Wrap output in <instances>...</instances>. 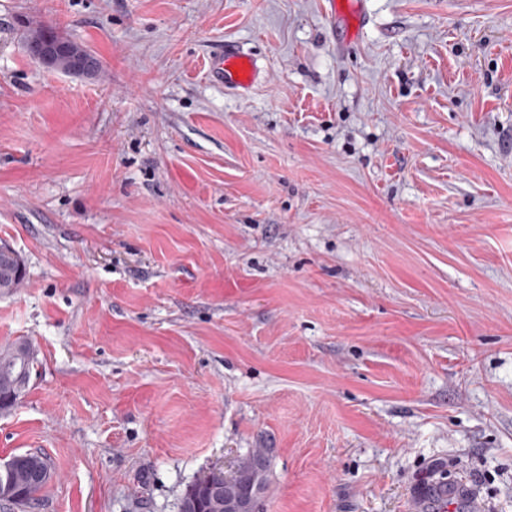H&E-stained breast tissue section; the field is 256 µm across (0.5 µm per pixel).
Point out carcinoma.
<instances>
[{"label":"carcinoma","mask_w":512,"mask_h":512,"mask_svg":"<svg viewBox=\"0 0 512 512\" xmlns=\"http://www.w3.org/2000/svg\"><path fill=\"white\" fill-rule=\"evenodd\" d=\"M60 42L66 50L60 54L51 69L69 75L80 76L83 71L74 65V59L85 57L91 67L89 74L96 75L102 70L100 60L83 45L72 41L50 26H37L29 29L25 44L34 41ZM25 269L21 256L9 260L0 254V291L10 293L21 287ZM37 364L34 350L29 343L17 342L0 352V413H9L27 390L31 376ZM270 448H254L238 463L239 470L247 475L255 472L265 474L261 481V492H266L270 482L271 471ZM19 461L9 471L0 472V501L13 507L27 509L38 501L39 493L49 484L53 477L52 465L41 452L27 451L18 454ZM40 476L37 485H32V475ZM422 494L438 503L448 499V482L434 480L421 485ZM181 507L198 509V512H221L222 504L213 500L208 489L193 484L184 494Z\"/></svg>","instance_id":"obj_1"}]
</instances>
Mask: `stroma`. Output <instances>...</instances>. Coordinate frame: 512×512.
<instances>
[{"mask_svg":"<svg viewBox=\"0 0 512 512\" xmlns=\"http://www.w3.org/2000/svg\"><path fill=\"white\" fill-rule=\"evenodd\" d=\"M362 8L0 0V349L39 365L0 460L50 458L38 512H179L254 448L260 512H413L437 468L512 512V0ZM326 7V11L330 16L331 20L336 23V18H345L346 10L353 14L357 18L358 26L364 25L366 18L359 11L355 12V6L360 3V0H323ZM45 40L49 41L34 42ZM31 42H33L30 45V53L32 58L46 67H49L52 64L54 58L63 49L61 45L55 44L53 42H60L62 44H66V50L56 58L54 65L50 66V68L53 70H57L75 76L85 74L96 75L102 70L100 60L86 47L75 41L68 39L67 37L62 36L54 28L50 26L40 25L34 28H30L28 35L25 39L26 47H28V45ZM76 57H86L90 61L91 67L88 72H83L75 67L74 59ZM208 78L224 87L242 92L253 87L258 78L256 61L235 45L225 43L207 59ZM15 259H5L0 254V290L3 293L13 292L20 288L25 277V269L21 256L13 249Z\"/></svg>","mask_w":512,"mask_h":512,"instance_id":"obj_1","label":"stroma"}]
</instances>
